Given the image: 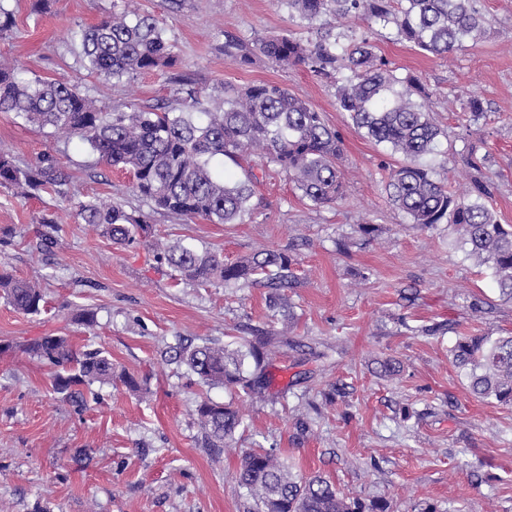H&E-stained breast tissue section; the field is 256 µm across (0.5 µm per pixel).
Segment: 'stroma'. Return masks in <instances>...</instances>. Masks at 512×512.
Wrapping results in <instances>:
<instances>
[{"label": "stroma", "instance_id": "obj_1", "mask_svg": "<svg viewBox=\"0 0 512 512\" xmlns=\"http://www.w3.org/2000/svg\"><path fill=\"white\" fill-rule=\"evenodd\" d=\"M123 0H5L12 28L0 32V56L31 80L81 83L99 105L155 104L188 83L220 101L228 85L274 81L307 100L343 140L347 194L327 206L302 198L277 167L254 185V210L241 224H210L151 212L134 194L130 173L106 169L89 147L51 129L0 112V153L23 164L57 158L81 199L112 198L130 212L150 213L157 238L220 253L233 262L262 249L289 252L297 283L273 305L266 288L198 285L179 279L153 247L114 245L54 195L17 194L0 186V265L38 282L45 295L36 315L0 298V512H246L237 479L241 453L276 445L295 473L329 477L364 503L388 500L394 512H512V407L474 398L448 350L456 337L512 334V304L502 302L486 267L448 236L421 230L389 202L384 184L398 161L389 147L358 133L336 105L331 80L303 66L282 69L258 55L241 67L222 51L225 34L245 39L290 32L305 39L280 0H183L177 13L160 0L133 7L166 24L180 63L165 76L141 73L114 82L78 62L75 29L111 15ZM487 32L476 44L440 58L398 41L395 31L358 22L346 35L366 36L398 74L418 76L427 106L445 135L452 189L468 187L473 165L491 181L487 205L512 224V0H479ZM481 99L485 116L466 121L460 108ZM59 222L43 247L42 219ZM359 224L375 225L364 239ZM485 301L481 313L473 300ZM97 313L83 325V310ZM284 331L296 341L273 358L264 398L200 386L186 365L164 351L184 336L242 347L253 332ZM51 334L78 350L99 349L114 372L143 381L93 384L94 399L76 407L52 388L51 370L22 344ZM386 358L399 376L376 372ZM345 397H323L331 384ZM233 403L243 425L234 447H206L194 410L203 398ZM309 412L305 439L294 422Z\"/></svg>", "mask_w": 512, "mask_h": 512}]
</instances>
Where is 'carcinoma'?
<instances>
[{"mask_svg": "<svg viewBox=\"0 0 512 512\" xmlns=\"http://www.w3.org/2000/svg\"><path fill=\"white\" fill-rule=\"evenodd\" d=\"M288 15L315 29V37L288 33L245 40L227 35L224 55L240 66L259 53L278 67L303 65L317 76L334 79L336 105L367 138L388 145L401 161L389 173L385 191L409 223L426 230L437 224L460 236L468 255L491 270L502 301L512 303V225L499 223L480 199L486 182L476 177L471 190L459 193L440 178L434 157L444 131L423 101L429 92L414 75L400 77L368 39L344 43L332 18H354L392 26L397 39L415 49L443 56L477 42L486 31L477 0H282ZM81 66L108 82L153 72L163 76L179 63L167 30L152 14L112 12L98 24L73 32ZM203 90L178 89L172 103L108 110L89 92L64 80H27L0 59V112L64 138H77L107 167L128 170L132 191L155 210L211 224H242L251 214L253 184L247 164L255 150L279 168L302 196L315 206L333 204L345 195L342 139L308 101L278 83L260 82L224 87L218 110L204 106ZM228 159L244 178L232 181L215 161ZM0 185L44 191L74 205L76 216L120 246L148 243L179 275L208 284L270 289L269 298L292 287L293 258L278 250H262L226 264L217 253L177 244L162 249L151 239L148 215L129 213L122 204L104 199L75 200L69 176L56 158L44 155L20 165L0 154ZM0 293L17 311L40 312L43 293L31 281L0 270ZM288 339L262 332L246 350L227 352L211 341L180 339L168 347L169 359L187 365L198 384L222 386L263 397L270 385L272 356ZM25 352L53 368L54 390L80 399L79 386L112 383V358L101 350L79 352L67 336H43ZM462 384L491 405L512 407V335L459 336L450 349ZM196 420L205 445L229 447L242 425L232 403L204 399ZM237 478L253 500V512H389L390 504H365L350 498L322 475L300 477L272 449L260 446L240 457Z\"/></svg>", "mask_w": 512, "mask_h": 512, "instance_id": "1", "label": "carcinoma"}]
</instances>
